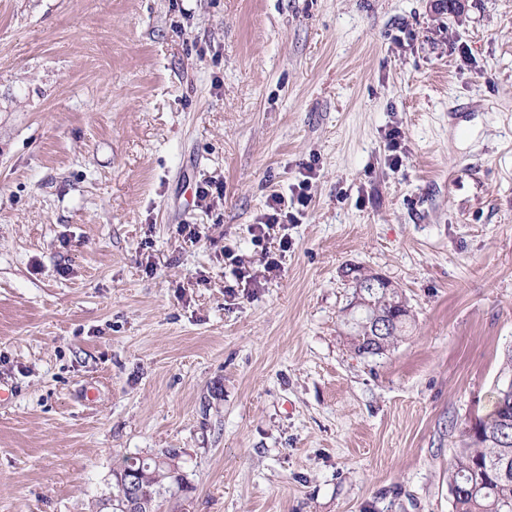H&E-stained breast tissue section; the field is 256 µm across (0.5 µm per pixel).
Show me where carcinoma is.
<instances>
[{"mask_svg": "<svg viewBox=\"0 0 512 512\" xmlns=\"http://www.w3.org/2000/svg\"><path fill=\"white\" fill-rule=\"evenodd\" d=\"M363 282L366 304L351 314L350 344L354 352L367 354L370 342L365 337L372 330L371 320H387L390 329L374 352L382 356L403 336L410 311L398 288H386L370 275ZM493 400L494 409L484 422L488 436L473 438L463 429L460 448L448 463V485L457 488L453 512H512V474L504 477L498 470L501 461L512 460V429L501 428V420L512 417V399L502 402L495 390ZM120 467L137 474L150 512H159L161 498L182 484L180 457L175 454L160 451L148 458L130 456Z\"/></svg>", "mask_w": 512, "mask_h": 512, "instance_id": "1", "label": "carcinoma"}]
</instances>
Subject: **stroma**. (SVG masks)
<instances>
[{
	"mask_svg": "<svg viewBox=\"0 0 512 512\" xmlns=\"http://www.w3.org/2000/svg\"><path fill=\"white\" fill-rule=\"evenodd\" d=\"M354 268L408 303L385 355ZM511 346L512 0H0V512H97L164 448L161 512H453ZM303 169L305 170V172L301 173L304 178L302 180H299L297 185H294L291 189V204H293L294 206L297 204L298 206L302 207L301 209H297L298 214H302L303 211H305L304 209H306L311 202L309 190L312 184L311 179L314 178L313 167L311 165L305 166L303 167ZM268 207L273 213H266L260 224H255V235L258 242L264 238L276 236L281 230H284L285 224H295L297 216L285 210V199L280 194H272L268 201Z\"/></svg>",
	"mask_w": 512,
	"mask_h": 512,
	"instance_id": "1",
	"label": "stroma"
}]
</instances>
